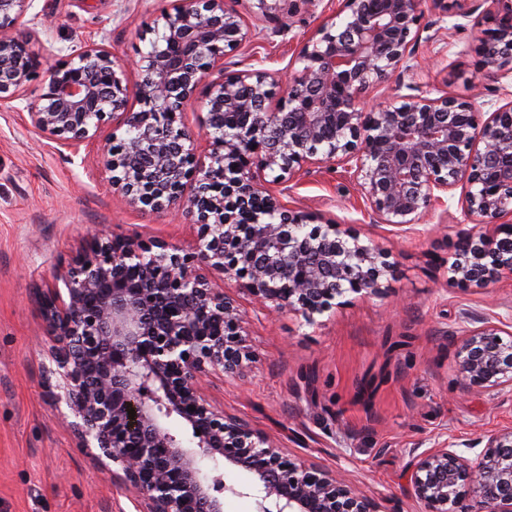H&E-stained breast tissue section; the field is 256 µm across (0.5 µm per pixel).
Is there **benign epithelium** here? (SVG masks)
Masks as SVG:
<instances>
[{"mask_svg":"<svg viewBox=\"0 0 512 512\" xmlns=\"http://www.w3.org/2000/svg\"><path fill=\"white\" fill-rule=\"evenodd\" d=\"M32 0H0V107L34 88L29 127L76 152L112 123L101 174L131 208L196 216L195 247L93 234L42 300L52 342L46 384L66 406L76 447L134 495L139 512H223L243 495L203 463L252 476L256 512H382L341 472L283 454L246 421L224 414L202 379L234 373L248 358L242 316L211 276L235 278L261 306L312 323L348 294L377 295L390 271L377 246L331 222L305 230L270 186L322 166L353 171L376 221L403 228L448 206L462 184L463 238L449 280L485 290L512 276V105L480 121L472 104L405 82L424 0H340L289 61L284 84L264 70L224 76V60L252 38L237 0H173L156 20L150 49L135 65L138 108L129 106L127 66L87 44L45 73L21 33ZM256 0L279 31L296 9ZM482 67L512 72V6L488 18ZM198 127L202 158L182 122L184 103L206 74ZM376 85L398 103L358 109ZM409 93H401L402 89ZM122 134H117V131ZM476 323L471 328L468 323ZM456 368L462 389L512 392V322L462 313ZM194 410H189V407ZM135 410V415L128 414ZM437 443L415 456L409 484L423 512H512V424Z\"/></svg>","mask_w":512,"mask_h":512,"instance_id":"benign-epithelium-1","label":"benign epithelium"}]
</instances>
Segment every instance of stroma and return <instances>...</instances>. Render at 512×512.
Returning a JSON list of instances; mask_svg holds the SVG:
<instances>
[{
	"label": "stroma",
	"instance_id": "stroma-1",
	"mask_svg": "<svg viewBox=\"0 0 512 512\" xmlns=\"http://www.w3.org/2000/svg\"><path fill=\"white\" fill-rule=\"evenodd\" d=\"M171 0H33L34 46L44 66L87 42L123 62L147 52V36ZM338 0L299 7L290 32L255 0L238 8L256 34L224 70L275 74L330 16ZM491 0L442 11L425 0L408 79L433 95L471 102L483 115L512 104V75L480 68V23ZM33 94L0 109V512H136L128 492L76 448L68 420L52 407L44 380L50 342L41 300L89 230L109 237L162 239L190 247L197 227L187 209L140 211L124 204L100 173L104 125L71 154L31 132ZM284 197L309 226L340 224L378 246L390 271L378 295L349 294L314 322L291 311L266 314L224 282L246 323L251 359L240 373L206 379L225 413L240 416L286 454L339 470L384 512H421L404 473L410 449L455 437L476 439L512 424V394L489 400L463 391L455 354L461 312L512 316V278L484 291L449 282L448 262L472 226L462 189L448 206L409 230L373 219L352 174L321 168L290 178Z\"/></svg>",
	"mask_w": 512,
	"mask_h": 512
}]
</instances>
